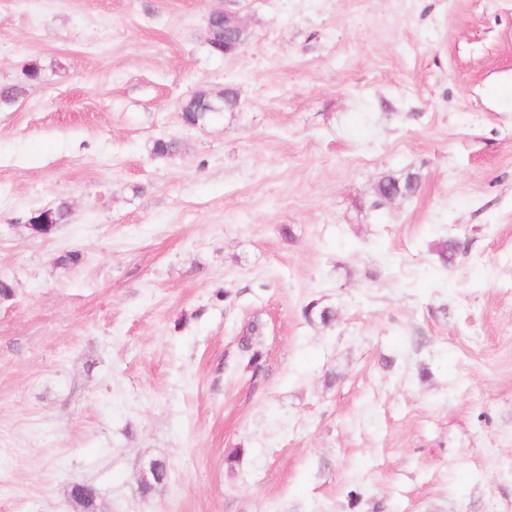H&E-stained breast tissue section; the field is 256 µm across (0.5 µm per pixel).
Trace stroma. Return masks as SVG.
Listing matches in <instances>:
<instances>
[{
  "label": "stroma",
  "instance_id": "1",
  "mask_svg": "<svg viewBox=\"0 0 512 512\" xmlns=\"http://www.w3.org/2000/svg\"><path fill=\"white\" fill-rule=\"evenodd\" d=\"M15 84L0 512H512V0H0ZM224 18L218 16L214 23L215 35L220 39H224V55L226 54L225 48L240 47L246 40L242 39V35L249 31V26L236 14L215 10L211 13L210 17L222 15ZM207 102V100L192 96L183 105L187 106V108L183 109V106L181 108L183 122L188 125L207 124L211 122L217 114L222 112L221 109H217L216 112L205 111Z\"/></svg>",
  "mask_w": 512,
  "mask_h": 512
}]
</instances>
